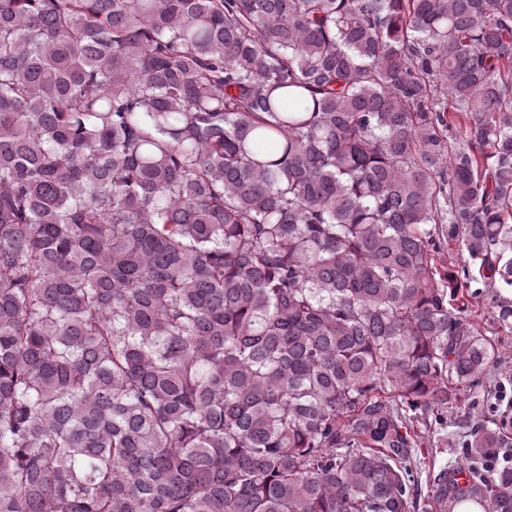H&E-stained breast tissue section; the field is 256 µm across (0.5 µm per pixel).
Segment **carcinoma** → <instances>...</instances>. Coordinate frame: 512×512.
<instances>
[{
	"mask_svg": "<svg viewBox=\"0 0 512 512\" xmlns=\"http://www.w3.org/2000/svg\"><path fill=\"white\" fill-rule=\"evenodd\" d=\"M498 282L512 0H0V512H412Z\"/></svg>",
	"mask_w": 512,
	"mask_h": 512,
	"instance_id": "obj_1",
	"label": "carcinoma"
}]
</instances>
